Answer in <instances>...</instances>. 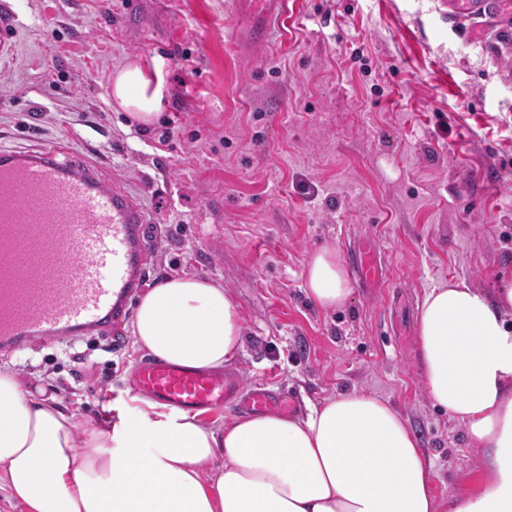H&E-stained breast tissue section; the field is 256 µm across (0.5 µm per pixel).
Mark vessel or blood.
<instances>
[{
	"instance_id": "vessel-or-blood-1",
	"label": "vessel or blood",
	"mask_w": 512,
	"mask_h": 512,
	"mask_svg": "<svg viewBox=\"0 0 512 512\" xmlns=\"http://www.w3.org/2000/svg\"><path fill=\"white\" fill-rule=\"evenodd\" d=\"M291 19L289 0H231L227 24L237 48L266 47ZM156 241L145 211L96 168L68 164L56 150L0 145V354L43 340L124 334ZM359 284L382 277L381 248L355 253ZM136 392L186 411L231 407L291 415L298 402L227 371L159 360L137 366Z\"/></svg>"
}]
</instances>
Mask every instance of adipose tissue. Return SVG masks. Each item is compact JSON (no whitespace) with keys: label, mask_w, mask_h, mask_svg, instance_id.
Wrapping results in <instances>:
<instances>
[{"label":"adipose tissue","mask_w":512,"mask_h":512,"mask_svg":"<svg viewBox=\"0 0 512 512\" xmlns=\"http://www.w3.org/2000/svg\"><path fill=\"white\" fill-rule=\"evenodd\" d=\"M160 71L131 64L112 94L140 121L161 108ZM305 292L331 310L351 294L335 251L314 253ZM139 350L220 370L241 348L242 316L223 286L172 277L138 301ZM417 353L433 404L461 422L481 454L477 481L437 499L409 421L364 391L337 394L305 416L197 415L116 398L99 426L0 371V489L24 512H512V283L495 295L457 280L431 289Z\"/></svg>","instance_id":"adipose-tissue-1"}]
</instances>
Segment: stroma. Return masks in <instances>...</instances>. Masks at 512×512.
<instances>
[{
  "mask_svg": "<svg viewBox=\"0 0 512 512\" xmlns=\"http://www.w3.org/2000/svg\"><path fill=\"white\" fill-rule=\"evenodd\" d=\"M228 0H0L19 24L0 68V139L88 160L132 195L161 237L148 286L223 285L243 318L228 364L318 403L364 390L415 429L437 498L471 488L480 454L435 409L417 356L420 306L463 278H512V0H298L259 52H236ZM160 63L157 119L132 120L104 79ZM383 247V281L328 311L303 292L321 248L349 263ZM108 334L0 356L100 425L147 361Z\"/></svg>",
  "mask_w": 512,
  "mask_h": 512,
  "instance_id": "1",
  "label": "stroma"
}]
</instances>
